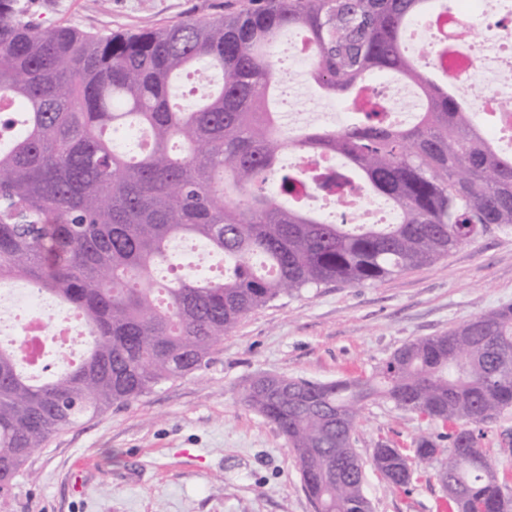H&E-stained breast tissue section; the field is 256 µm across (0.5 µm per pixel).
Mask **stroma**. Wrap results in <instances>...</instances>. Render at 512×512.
<instances>
[{"instance_id":"stroma-1","label":"stroma","mask_w":512,"mask_h":512,"mask_svg":"<svg viewBox=\"0 0 512 512\" xmlns=\"http://www.w3.org/2000/svg\"><path fill=\"white\" fill-rule=\"evenodd\" d=\"M24 18L90 33L214 19L257 0H19ZM512 303V232L491 230L436 263L363 286L336 283L250 312L202 371L67 428L29 458L0 512H314L285 437L240 401L244 382L365 377L403 344ZM371 402L354 432L370 460L386 438L409 447L428 428ZM371 512H439L432 473L404 491L367 469Z\"/></svg>"}]
</instances>
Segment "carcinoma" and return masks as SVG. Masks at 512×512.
<instances>
[{
	"mask_svg": "<svg viewBox=\"0 0 512 512\" xmlns=\"http://www.w3.org/2000/svg\"><path fill=\"white\" fill-rule=\"evenodd\" d=\"M446 7L267 0L101 34L43 28L21 18L18 0H0V279L56 299L91 336L76 367L43 379L0 347L1 497L49 438L201 369L252 310L324 283H373L512 229V156L405 50L408 24ZM287 33L313 46L311 78L348 105L366 76H405L422 92L416 122L367 112L357 125L285 132L273 91L288 79L274 55ZM213 71L221 86L173 102L183 74ZM290 151L341 159L320 175L322 189L356 177L391 204L395 223L338 224L303 206ZM177 240L204 244L224 265L208 276L175 268ZM164 265L172 274L159 280ZM241 400L287 439L315 512H353L366 498L365 468L336 449L353 447L377 400L439 428L414 436L411 457L377 441L372 466L390 486L406 490L433 465L455 512H512L509 474L481 446L484 427L512 408V304L404 344L369 376L249 383Z\"/></svg>",
	"mask_w": 512,
	"mask_h": 512,
	"instance_id": "obj_1",
	"label": "carcinoma"
}]
</instances>
